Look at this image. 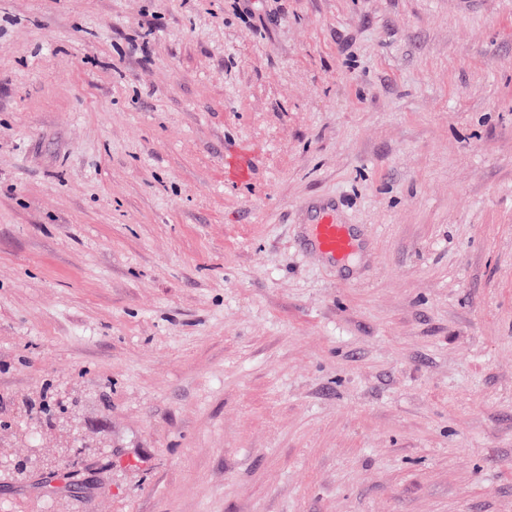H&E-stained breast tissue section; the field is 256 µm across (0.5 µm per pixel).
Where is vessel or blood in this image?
Masks as SVG:
<instances>
[{"instance_id":"1","label":"vessel or blood","mask_w":512,"mask_h":512,"mask_svg":"<svg viewBox=\"0 0 512 512\" xmlns=\"http://www.w3.org/2000/svg\"><path fill=\"white\" fill-rule=\"evenodd\" d=\"M301 243L305 249L335 264L347 263L359 249V238L353 226L342 223L331 207L316 211L306 226Z\"/></svg>"}]
</instances>
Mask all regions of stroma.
Segmentation results:
<instances>
[{"mask_svg":"<svg viewBox=\"0 0 512 512\" xmlns=\"http://www.w3.org/2000/svg\"><path fill=\"white\" fill-rule=\"evenodd\" d=\"M0 512H512V0H0ZM359 238L350 224L342 223L332 207L319 208L301 240L305 249L314 251L325 260L345 264L359 249Z\"/></svg>","mask_w":512,"mask_h":512,"instance_id":"1","label":"stroma"}]
</instances>
